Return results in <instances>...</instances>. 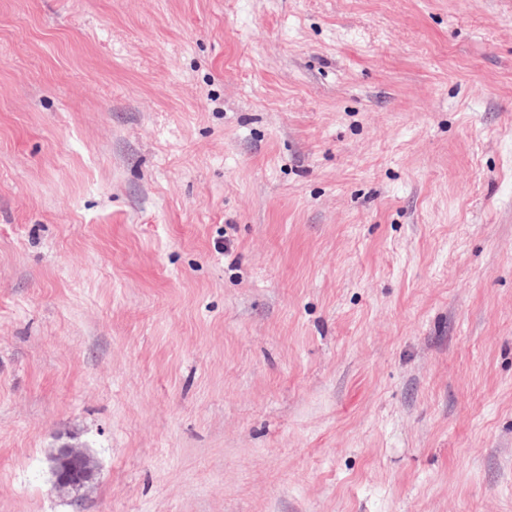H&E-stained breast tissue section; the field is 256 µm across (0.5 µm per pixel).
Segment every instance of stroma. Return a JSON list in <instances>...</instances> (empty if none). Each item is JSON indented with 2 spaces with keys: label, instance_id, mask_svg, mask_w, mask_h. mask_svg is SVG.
Here are the masks:
<instances>
[{
  "label": "stroma",
  "instance_id": "obj_1",
  "mask_svg": "<svg viewBox=\"0 0 512 512\" xmlns=\"http://www.w3.org/2000/svg\"><path fill=\"white\" fill-rule=\"evenodd\" d=\"M0 512H512V0H0ZM86 448L64 444L49 457V465L54 476L55 487L59 491L68 488H84L96 476V467H82L79 460L88 456Z\"/></svg>",
  "mask_w": 512,
  "mask_h": 512
}]
</instances>
